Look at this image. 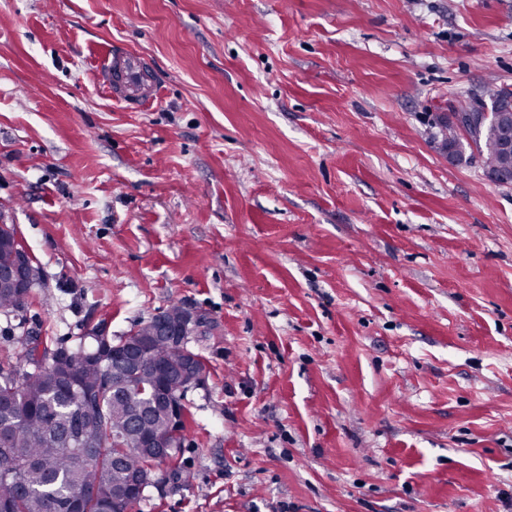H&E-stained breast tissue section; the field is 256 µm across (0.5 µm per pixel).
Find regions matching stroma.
Masks as SVG:
<instances>
[{"mask_svg":"<svg viewBox=\"0 0 512 512\" xmlns=\"http://www.w3.org/2000/svg\"><path fill=\"white\" fill-rule=\"evenodd\" d=\"M146 55L157 105L97 57ZM512 89V0H0V214L30 339L203 322L134 512H512V186L439 122ZM97 75L112 100L127 109L141 110L159 100L149 60L122 46L112 45L100 55ZM1 229L11 231L12 237L1 232L0 247L11 252L12 265L8 269H0V285L6 282L11 288L0 287V313L6 315L21 312L24 309L25 299L28 294L20 290H30L40 280L34 259L18 238L14 228L1 221ZM10 252L0 251V265H8L11 262ZM18 288V289H17Z\"/></svg>","mask_w":512,"mask_h":512,"instance_id":"1","label":"stroma"}]
</instances>
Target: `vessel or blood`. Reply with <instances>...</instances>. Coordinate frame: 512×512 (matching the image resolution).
<instances>
[{
  "instance_id": "obj_1",
  "label": "vessel or blood",
  "mask_w": 512,
  "mask_h": 512,
  "mask_svg": "<svg viewBox=\"0 0 512 512\" xmlns=\"http://www.w3.org/2000/svg\"><path fill=\"white\" fill-rule=\"evenodd\" d=\"M97 75L112 100L127 109L140 110L159 99L149 60L122 46H112L100 55Z\"/></svg>"
}]
</instances>
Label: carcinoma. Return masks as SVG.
<instances>
[{
	"label": "carcinoma",
	"instance_id": "obj_1",
	"mask_svg": "<svg viewBox=\"0 0 512 512\" xmlns=\"http://www.w3.org/2000/svg\"><path fill=\"white\" fill-rule=\"evenodd\" d=\"M483 166L501 168L495 128L469 130ZM26 294L0 287V313L24 309ZM151 321L138 324V336L152 343L155 362L175 365L183 350L151 336ZM103 358L89 360V349L57 348L37 353L30 346L22 362L0 365V512H124L131 483L149 481L155 450L142 430L128 428L132 415L167 437V456L176 460L184 435L173 437L164 413L154 408L155 382L147 370L129 389L112 378V340L93 331ZM54 365H46V361Z\"/></svg>",
	"mask_w": 512,
	"mask_h": 512
}]
</instances>
